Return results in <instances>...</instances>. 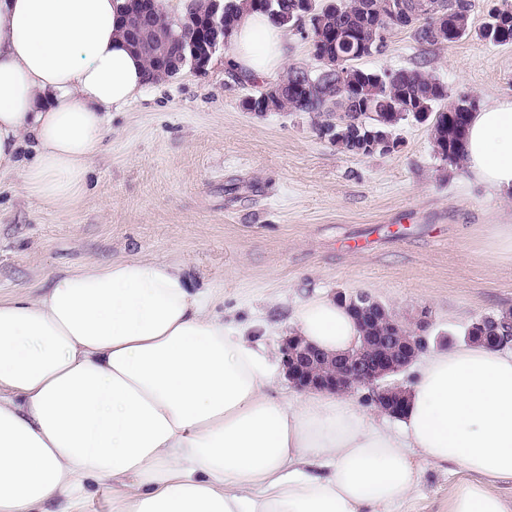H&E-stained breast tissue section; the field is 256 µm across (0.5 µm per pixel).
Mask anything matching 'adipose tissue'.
<instances>
[{
  "label": "adipose tissue",
  "instance_id": "ef3b65f1",
  "mask_svg": "<svg viewBox=\"0 0 512 512\" xmlns=\"http://www.w3.org/2000/svg\"><path fill=\"white\" fill-rule=\"evenodd\" d=\"M128 0H0V174L51 204L81 194L107 117L145 87L122 38ZM230 62L260 78L286 32L240 15ZM512 196V100L473 112L460 163ZM173 262L125 260L0 297V512H80L111 486L112 512H396L424 464L466 477L448 512H512V350L431 351L397 429L348 395L274 393L279 359L253 322L228 327ZM290 335L331 355L361 332L335 297L303 300Z\"/></svg>",
  "mask_w": 512,
  "mask_h": 512
}]
</instances>
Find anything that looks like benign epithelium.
<instances>
[{"mask_svg":"<svg viewBox=\"0 0 512 512\" xmlns=\"http://www.w3.org/2000/svg\"><path fill=\"white\" fill-rule=\"evenodd\" d=\"M211 3L210 15L201 24L192 20L183 25L185 49L172 57L171 75L185 68L201 73L219 49L229 47V40L224 37L223 0H211ZM136 4L142 22L160 21L157 0H136ZM315 58L321 66L301 84L308 93L313 92L316 85H336V68L323 56L317 54ZM336 299L350 308L358 323L371 312L384 313L389 335L363 336L358 347L333 358L294 336H287L283 339L281 353L288 381L301 391L353 392L365 388L371 403L394 417L399 416L403 411L406 386L395 380V376L407 371L427 348V338L422 335L426 313H421L412 328L395 312L385 311L382 303L366 296L353 297L339 291ZM478 328L476 340L493 348L505 346L504 336L493 320L482 319Z\"/></svg>","mask_w":512,"mask_h":512,"instance_id":"benign-epithelium-1","label":"benign epithelium"}]
</instances>
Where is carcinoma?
Instances as JSON below:
<instances>
[{
    "label": "carcinoma",
    "instance_id": "1",
    "mask_svg": "<svg viewBox=\"0 0 512 512\" xmlns=\"http://www.w3.org/2000/svg\"><path fill=\"white\" fill-rule=\"evenodd\" d=\"M388 0H330L316 9L314 21L327 31L353 29L352 41L335 43L324 37L317 49L336 61V69L343 75L344 83L361 87L360 100L354 105L345 98V91L338 86L329 92H320L307 98L294 90L293 83L299 68L291 67L273 85L282 90L275 100L277 110L306 112L316 131L329 133V143L340 152L369 156L383 153L380 133L387 127L397 129L415 113H428L429 135L433 151L444 164H458L464 153L465 131L470 113L454 111L459 97H451L443 82L424 66L399 69L373 70L359 66L364 58L381 54L387 40L369 28L365 19L371 14L387 12ZM395 7L408 14L402 28L411 32L413 39L430 46L455 43L471 33V7L454 15L456 34L448 38V29L431 32L419 22H428L438 14H445L459 0H393ZM263 12L271 20L288 30L298 19L294 0H224V23L234 28L243 8ZM127 29L138 30V38L130 46L140 54L150 70L164 78L161 55H173L177 50L176 38L181 31L167 17H161L156 27L140 28L132 9H127ZM479 37L493 45L512 44V6L504 7L492 15V20L479 31Z\"/></svg>",
    "mask_w": 512,
    "mask_h": 512
}]
</instances>
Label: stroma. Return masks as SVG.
I'll use <instances>...</instances> for the list:
<instances>
[{
	"mask_svg": "<svg viewBox=\"0 0 512 512\" xmlns=\"http://www.w3.org/2000/svg\"><path fill=\"white\" fill-rule=\"evenodd\" d=\"M472 35L445 46L394 30L366 67L428 61L450 94L512 99V46L476 35L504 0H473ZM217 51L206 73L183 70L113 111L85 191L65 205L0 176V294L31 295L54 274L116 260L180 264L219 299L225 322L252 320L279 349L300 300L365 295L403 320L427 315L430 347L466 342L472 321L512 310V258H497L489 227L512 200L488 196L440 162L425 125L409 121L398 151L344 154L304 112L244 111L258 83L229 73ZM239 184L228 192L229 184ZM464 473L427 467L400 512H448Z\"/></svg>",
	"mask_w": 512,
	"mask_h": 512,
	"instance_id": "35a3bbf8",
	"label": "stroma"
}]
</instances>
